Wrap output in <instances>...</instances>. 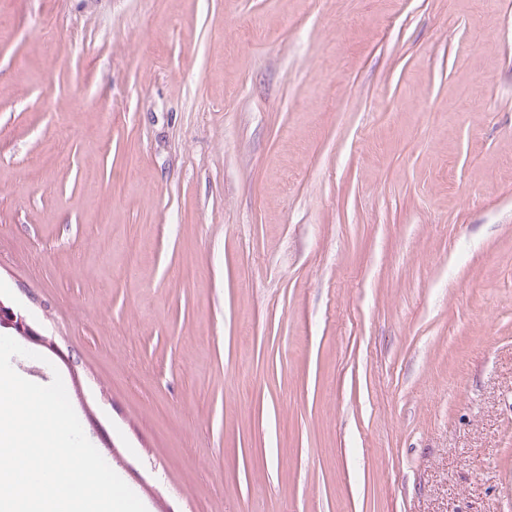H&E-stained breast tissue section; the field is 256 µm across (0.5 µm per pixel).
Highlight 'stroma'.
<instances>
[{
    "label": "stroma",
    "instance_id": "stroma-1",
    "mask_svg": "<svg viewBox=\"0 0 512 512\" xmlns=\"http://www.w3.org/2000/svg\"><path fill=\"white\" fill-rule=\"evenodd\" d=\"M0 297L146 512H512V0H0Z\"/></svg>",
    "mask_w": 512,
    "mask_h": 512
}]
</instances>
